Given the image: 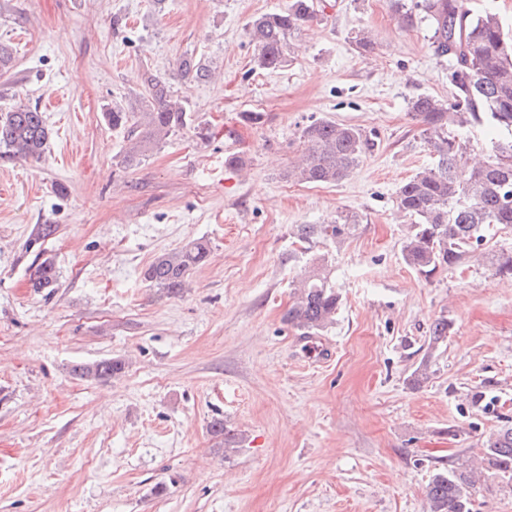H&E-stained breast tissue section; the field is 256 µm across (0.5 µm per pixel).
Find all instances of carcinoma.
Wrapping results in <instances>:
<instances>
[{"mask_svg":"<svg viewBox=\"0 0 512 512\" xmlns=\"http://www.w3.org/2000/svg\"><path fill=\"white\" fill-rule=\"evenodd\" d=\"M434 52L453 60L451 97L418 94L408 103L420 123L424 142L434 162L418 170L396 191V211L408 221L401 242L404 262L426 279L459 264L486 241L497 226L512 228V33L491 10L473 14L462 0H423ZM316 0H288L286 6L253 18L249 24L256 66L262 70L282 67L290 38L317 17ZM181 77L201 80L207 69L191 59L181 61ZM145 94L135 106L116 107L104 113L112 129L127 132L129 146L123 163L132 166L145 152L158 147L187 128L190 113L170 87L154 74L144 80ZM507 131L506 138H492L486 160L471 163L469 141L462 129ZM299 139L305 152L288 169V179L304 184H335L350 176L373 151L375 143L354 125L317 119L302 127ZM49 129L36 106H19L0 113V146L12 158L39 160L45 153ZM357 220L341 213L327 224H301L296 237L302 242L319 239L340 243L356 229ZM211 243L199 238L157 256L143 272L150 286L167 297L184 293L190 272L205 265ZM496 274L512 278V250L490 258ZM57 272L44 260L30 277L37 293L55 287ZM340 298L317 264L301 277L296 298L283 316L286 324L315 336L333 324ZM448 319L434 321L428 347L437 349L448 338ZM120 357L76 364L72 373L81 378L108 380L125 372ZM209 431L224 450L241 443L242 435L222 418L209 423ZM485 470L504 487L512 489V426L504 425L482 444ZM473 473L466 467L435 472L427 486V512H471L469 488Z\"/></svg>","mask_w":512,"mask_h":512,"instance_id":"1","label":"carcinoma"}]
</instances>
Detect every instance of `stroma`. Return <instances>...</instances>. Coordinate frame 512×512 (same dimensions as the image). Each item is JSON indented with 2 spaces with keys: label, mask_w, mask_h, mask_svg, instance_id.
Listing matches in <instances>:
<instances>
[{
  "label": "stroma",
  "mask_w": 512,
  "mask_h": 512,
  "mask_svg": "<svg viewBox=\"0 0 512 512\" xmlns=\"http://www.w3.org/2000/svg\"><path fill=\"white\" fill-rule=\"evenodd\" d=\"M286 3L0 0L15 49L0 112L39 106L50 130L41 160L0 150V512H426L436 469L476 462L512 421V278L468 260L427 279L400 251L396 192L431 161L408 102L448 97L451 61L393 0H323L284 66L259 69L247 24ZM186 58L208 78L181 79ZM148 72L191 122L127 167L103 114ZM321 118L375 147L342 182L291 181L299 130ZM342 212L358 219L342 243L295 238ZM200 237L212 253L187 291L148 286L157 256ZM318 257L340 306L304 336L282 317ZM45 260L48 294L29 281ZM113 356L122 376L70 373ZM215 417L243 434L233 452ZM56 282V269L48 260L39 263L30 277L31 287L37 293L47 288H55ZM209 431L219 446L224 447V452L237 448L242 441V435L231 430L224 423V418H214L210 421Z\"/></svg>",
  "instance_id": "stroma-1"
}]
</instances>
